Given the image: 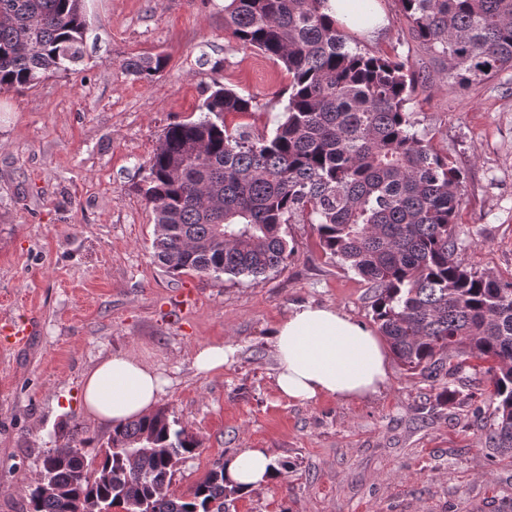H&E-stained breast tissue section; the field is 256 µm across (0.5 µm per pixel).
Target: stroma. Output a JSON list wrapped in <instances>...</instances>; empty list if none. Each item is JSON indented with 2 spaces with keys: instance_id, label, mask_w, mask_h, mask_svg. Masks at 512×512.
I'll use <instances>...</instances> for the list:
<instances>
[{
  "instance_id": "1",
  "label": "stroma",
  "mask_w": 512,
  "mask_h": 512,
  "mask_svg": "<svg viewBox=\"0 0 512 512\" xmlns=\"http://www.w3.org/2000/svg\"><path fill=\"white\" fill-rule=\"evenodd\" d=\"M389 24L350 48L399 54L434 82L409 109L416 128L465 175L460 257L512 277V73L465 89L420 46L397 0ZM224 0H85L84 57L72 72L0 90V326L31 324L0 344V512H25L44 454L106 443L110 425L79 404L85 372L130 354L169 381L159 406L201 448L174 472L188 495L215 460L264 448L285 470L229 512H512V456L485 447L488 376L469 375L437 405L429 382L390 359L377 393L288 400L274 384L273 327L299 304L332 306L364 324L368 283L325 254L311 224L283 227L285 269L221 283L170 275L153 257L154 213L138 190L165 127L200 118L215 86L252 95L228 116L252 136L272 133L288 103V72L243 48L224 26ZM164 56L152 80L132 58ZM214 341L236 353L221 372L193 356Z\"/></svg>"
}]
</instances>
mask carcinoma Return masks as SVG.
<instances>
[{
    "mask_svg": "<svg viewBox=\"0 0 512 512\" xmlns=\"http://www.w3.org/2000/svg\"><path fill=\"white\" fill-rule=\"evenodd\" d=\"M325 0H224V25L284 64L288 104L272 135L225 123L253 97L217 86L196 121L170 123L140 192L155 214L154 257L173 275L254 280L284 269L283 225L300 214L325 253L371 288L373 319L404 370L460 394L468 369L490 376L488 447L512 452V279L469 269L455 219L464 176L415 131L407 105L430 75L398 54L352 51ZM450 87L512 71V0H398ZM84 0H0V90L28 88L83 57ZM165 59L125 69L151 80ZM201 447L163 410L112 428L106 446L47 453L27 512H225L242 490L218 461L186 497L170 486Z\"/></svg>",
    "mask_w": 512,
    "mask_h": 512,
    "instance_id": "obj_1",
    "label": "carcinoma"
}]
</instances>
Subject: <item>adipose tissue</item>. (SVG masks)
<instances>
[{
	"label": "adipose tissue",
	"mask_w": 512,
	"mask_h": 512,
	"mask_svg": "<svg viewBox=\"0 0 512 512\" xmlns=\"http://www.w3.org/2000/svg\"><path fill=\"white\" fill-rule=\"evenodd\" d=\"M323 11L337 24L367 34L387 24L378 6L370 16H357L353 0H326ZM271 336L275 385L289 400L360 398L376 393L387 379L386 350L379 336L336 308L295 306ZM167 385L150 365L114 354L85 373L81 405L93 418L115 426L151 414ZM274 468L273 457L263 448H246L226 460L227 477L247 491L272 483Z\"/></svg>",
	"instance_id": "1"
}]
</instances>
